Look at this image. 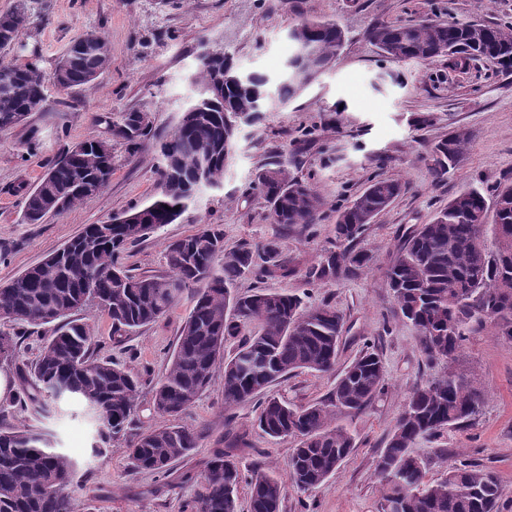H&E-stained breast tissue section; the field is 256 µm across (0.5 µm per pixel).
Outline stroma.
Masks as SVG:
<instances>
[{
    "label": "stroma",
    "instance_id": "35a3bbf8",
    "mask_svg": "<svg viewBox=\"0 0 512 512\" xmlns=\"http://www.w3.org/2000/svg\"><path fill=\"white\" fill-rule=\"evenodd\" d=\"M30 24L14 55L51 72L58 56L79 34L104 35L110 67L69 92L49 90L46 101L24 122L0 133V285L71 240L85 225L108 223L113 215L150 203L163 163L159 145L177 128L192 95L190 77L203 46L224 48L243 72L279 79L294 52L288 31L298 21L332 20L345 32L344 48L302 95L281 112L263 113L240 126L224 182L199 195L174 223L132 244L123 262L134 275H163L170 268L168 241L204 225L222 230L228 249H257L276 243L287 275L239 279L236 289L285 291L306 302L329 304L345 321L338 367L373 345L386 370V389L364 414L344 419L355 437L352 454L318 489L289 492L283 512H382L374 477L377 456L395 427L413 386L451 370L481 378L484 402L466 426L436 438L418 439L413 452L429 460V478H439L442 458L475 462L491 470L512 502V340L484 332L463 345L451 362H429L414 329L396 310L386 272L397 247L416 227L430 223L449 199L468 186L491 190L512 181V75L486 60L465 69L447 57L430 63H394L364 35L372 25L423 20L512 23V0H31ZM125 112L146 115L151 138L137 155L112 135ZM461 131L468 145L447 180L434 184L425 157L449 134ZM89 137L110 140L114 170L109 185L90 201L47 217L24 218V198L49 161ZM281 157L299 178L313 183L325 201L320 223H270L264 197L252 183L262 165ZM401 180V195L354 242L371 260L364 269L324 284L310 282L308 269L337 249L335 222L340 204L361 194L373 178ZM186 289L172 310L142 331L115 340L112 322L100 310L80 316L95 352L125 363L144 386L134 429L156 423L152 387L165 373L180 328L194 305ZM7 382L0 391V422L52 435L77 463L70 492L86 512H196L195 473L215 451L245 436L242 468L288 473L295 440H274L259 430L254 405L225 410L223 379L211 385L180 417L201 436L169 475L135 470L120 443L94 455L93 423L68 404L48 411L12 403L22 391L14 367L0 364ZM335 374L304 371L274 384L270 392L296 405L326 400Z\"/></svg>",
    "mask_w": 512,
    "mask_h": 512
}]
</instances>
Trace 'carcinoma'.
Instances as JSON below:
<instances>
[{
	"label": "carcinoma",
	"instance_id": "cac0c4a2",
	"mask_svg": "<svg viewBox=\"0 0 512 512\" xmlns=\"http://www.w3.org/2000/svg\"><path fill=\"white\" fill-rule=\"evenodd\" d=\"M29 23L27 0H17L0 13V131L23 122L46 97L47 80L39 69L9 57ZM294 29L297 39L312 48L302 61L300 78L281 80L270 97L267 76L241 73L230 57L200 63L192 79L194 97L176 130L160 145L163 165L154 200L109 224L87 225L64 247L0 286L1 320L55 325L30 365L17 363L15 336L0 332V363L14 366L24 383L18 404L42 410L64 392L96 414L100 454L132 424L141 381L124 365L94 355L87 325L73 315L94 305L112 320V333L121 337L156 323L185 289L199 286L167 371L152 390L153 411L161 422L129 434L126 453L131 463L141 471L166 474L197 447V433L166 420L192 406L219 364L224 365V407L256 401L257 426L274 439L296 432L300 445L291 453L286 480L260 471L244 475L236 460L246 447L242 439L217 451L205 463L197 512H238L242 483L248 488L250 512H282L289 490L305 493L320 486L355 448L354 436L338 420L364 413L385 390V367L373 350L336 372L343 325L336 308L308 306L297 295L261 288L246 294L233 291L235 282L248 274L284 273L272 243L260 253L228 250L221 230L206 225L168 242L169 276H135L119 263L128 244L174 222L199 193L223 182L239 114H248L253 122L265 103L287 105L336 62L345 41L337 23L303 20ZM365 36L393 61L446 56L452 67L464 69L473 60L485 59L512 74V25H381L367 28ZM110 64L107 40L88 31L57 58L49 81L65 93L96 79ZM113 127L133 154L150 134L139 112L121 115ZM466 145V137L456 133L431 149L426 161L434 183L448 178ZM112 172L108 141L91 138L75 144L50 164L26 196V220L37 224L92 199L108 185ZM254 189L267 201L272 224L309 225L322 219L323 198L291 173L286 160L264 165ZM401 191L397 180L374 178L362 194L337 210L336 238L345 247L327 252L309 270V278L328 282L367 267L370 256L349 244ZM386 279L395 307L432 361L453 359L469 336L488 328L512 340V312L504 313L505 302H512V183L498 185L491 203L479 187L460 191L431 223L406 238ZM247 323L257 324L258 330L224 359L225 338L238 335ZM299 370L337 373L330 400L297 407L266 396L273 383ZM483 396L476 376L453 371L410 390L376 462L382 512H499L504 490L489 470L444 458L443 476L430 480L427 462L412 451L418 438L467 422ZM75 470V462L53 448L48 435L0 423V512H78L68 492Z\"/></svg>",
	"mask_w": 512,
	"mask_h": 512
}]
</instances>
